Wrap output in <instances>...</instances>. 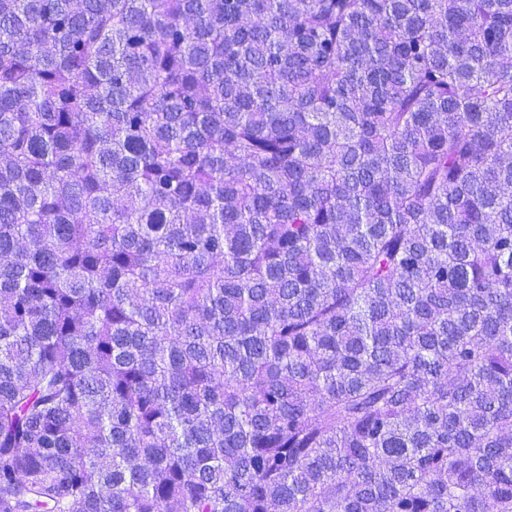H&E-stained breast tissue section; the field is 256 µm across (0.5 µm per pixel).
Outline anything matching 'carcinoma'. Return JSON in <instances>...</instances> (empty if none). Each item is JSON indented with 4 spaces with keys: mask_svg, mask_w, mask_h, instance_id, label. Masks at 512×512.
Wrapping results in <instances>:
<instances>
[{
    "mask_svg": "<svg viewBox=\"0 0 512 512\" xmlns=\"http://www.w3.org/2000/svg\"><path fill=\"white\" fill-rule=\"evenodd\" d=\"M0 512H512V0H0Z\"/></svg>",
    "mask_w": 512,
    "mask_h": 512,
    "instance_id": "cac0c4a2",
    "label": "carcinoma"
}]
</instances>
